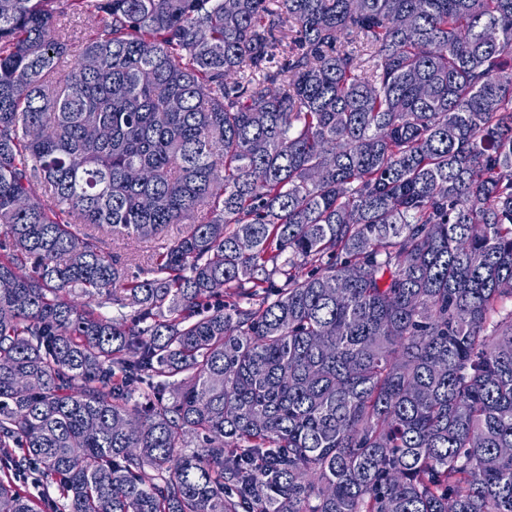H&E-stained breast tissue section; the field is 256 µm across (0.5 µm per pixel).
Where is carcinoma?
<instances>
[{
  "instance_id": "carcinoma-1",
  "label": "carcinoma",
  "mask_w": 512,
  "mask_h": 512,
  "mask_svg": "<svg viewBox=\"0 0 512 512\" xmlns=\"http://www.w3.org/2000/svg\"><path fill=\"white\" fill-rule=\"evenodd\" d=\"M54 3L0 0L11 467L64 512H512V0H73L81 44ZM169 224L113 288L88 228ZM0 512H41L6 471ZM109 22L110 19L107 15L89 7L83 13L73 18L70 29L76 41H85L90 35L102 30Z\"/></svg>"
}]
</instances>
